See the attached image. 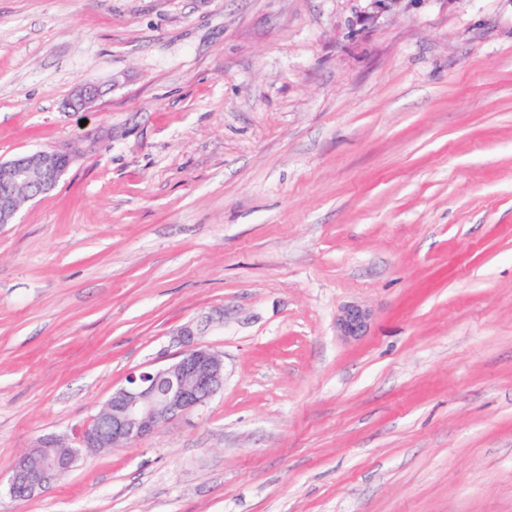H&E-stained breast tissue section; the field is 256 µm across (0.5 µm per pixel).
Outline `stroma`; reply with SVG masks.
Listing matches in <instances>:
<instances>
[{"label":"stroma","mask_w":512,"mask_h":512,"mask_svg":"<svg viewBox=\"0 0 512 512\" xmlns=\"http://www.w3.org/2000/svg\"><path fill=\"white\" fill-rule=\"evenodd\" d=\"M43 149L0 476L219 309L224 386L0 512H512V0H0V160ZM372 319L371 311L356 304L344 305L336 318V329L340 336L358 339L364 336Z\"/></svg>","instance_id":"stroma-1"}]
</instances>
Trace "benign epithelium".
Here are the masks:
<instances>
[{
    "label": "benign epithelium",
    "instance_id": "7a95c632",
    "mask_svg": "<svg viewBox=\"0 0 512 512\" xmlns=\"http://www.w3.org/2000/svg\"><path fill=\"white\" fill-rule=\"evenodd\" d=\"M99 96L93 84L80 88L69 102L75 110L89 108ZM71 157L56 150H38L0 160V224H12L28 201L53 189L67 171ZM371 311L356 304L343 306L336 318L339 335L358 339L365 335ZM180 350L163 367L128 375L112 392L103 409L80 432L78 445L47 434L18 457L9 479V492L19 500L42 495L67 476L83 448H116L138 441L159 427L205 406L224 386V359L196 343L191 324L177 333Z\"/></svg>",
    "mask_w": 512,
    "mask_h": 512
}]
</instances>
